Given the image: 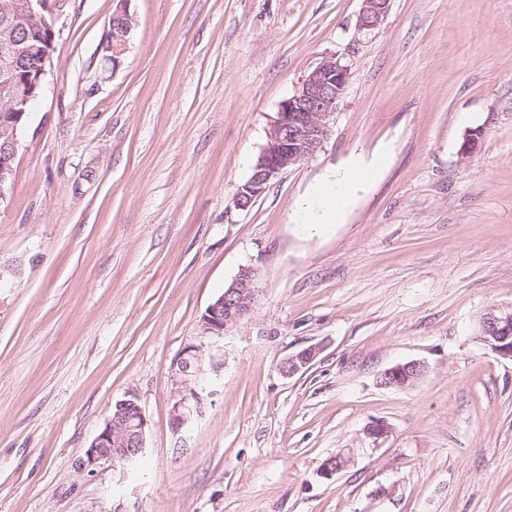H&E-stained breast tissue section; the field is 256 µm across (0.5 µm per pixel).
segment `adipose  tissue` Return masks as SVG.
<instances>
[{
	"mask_svg": "<svg viewBox=\"0 0 512 512\" xmlns=\"http://www.w3.org/2000/svg\"><path fill=\"white\" fill-rule=\"evenodd\" d=\"M389 151L381 149L377 156L361 170L360 178L338 173L322 182L297 211L299 223L309 226L324 224L343 214L364 185L374 181L383 169Z\"/></svg>",
	"mask_w": 512,
	"mask_h": 512,
	"instance_id": "obj_1",
	"label": "adipose tissue"
}]
</instances>
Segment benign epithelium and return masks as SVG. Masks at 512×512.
<instances>
[{
	"mask_svg": "<svg viewBox=\"0 0 512 512\" xmlns=\"http://www.w3.org/2000/svg\"><path fill=\"white\" fill-rule=\"evenodd\" d=\"M62 0H0V187L10 181L18 151L20 122L39 97L43 81L54 67L55 11ZM112 13L106 51L112 67L120 58L133 28L128 0ZM390 0H362L358 28L375 29L385 18ZM350 80L349 65L336 57L323 59L285 100L273 123L267 147L259 155L249 179L236 193V206L247 209L278 176L322 148L328 137V119L343 97ZM256 271L240 270L200 318L201 336L217 344L226 331L245 319L257 301ZM475 339L501 358L512 359V306H495L482 313ZM318 349L305 348L288 356L281 370L291 376L308 368ZM221 364L206 355L205 345L190 343L173 364L177 396L171 410L174 431L184 429L191 415L200 413L209 377ZM426 372L421 361L397 364L381 375L385 388H406ZM148 420L133 398L119 400L103 427L86 449L81 465L91 471L105 462L131 464L143 452Z\"/></svg>",
	"mask_w": 512,
	"mask_h": 512,
	"instance_id": "7a95c632",
	"label": "benign epithelium"
}]
</instances>
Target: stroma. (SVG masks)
<instances>
[{"label": "stroma", "mask_w": 512, "mask_h": 512, "mask_svg": "<svg viewBox=\"0 0 512 512\" xmlns=\"http://www.w3.org/2000/svg\"><path fill=\"white\" fill-rule=\"evenodd\" d=\"M118 5L59 9L0 187V512H512V360L474 339L512 304V0H390L370 32L361 0H129L115 68ZM331 56L350 80L322 149L239 209L282 103ZM382 145L342 217L296 224ZM247 266L257 302L173 432V363ZM415 360L413 386H380ZM125 398L139 460L81 468ZM121 6L112 13L108 25L111 22V35H106V51L111 54L108 60L112 67H118L120 58L125 50L126 43L133 28V17L127 9L128 0H120ZM318 351L315 347H309L289 355L282 363V372L287 376H291L308 368L315 360Z\"/></svg>", "instance_id": "35a3bbf8"}]
</instances>
